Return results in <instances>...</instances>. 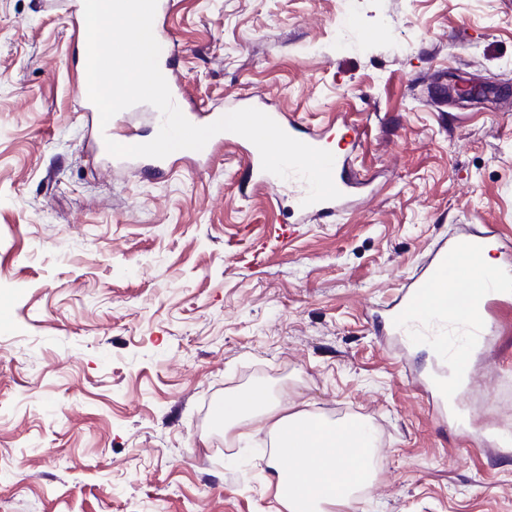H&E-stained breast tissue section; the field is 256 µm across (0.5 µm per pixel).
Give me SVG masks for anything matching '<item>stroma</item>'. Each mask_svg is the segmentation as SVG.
Masks as SVG:
<instances>
[{"mask_svg":"<svg viewBox=\"0 0 512 512\" xmlns=\"http://www.w3.org/2000/svg\"><path fill=\"white\" fill-rule=\"evenodd\" d=\"M0 0V512H284L259 433L211 405L259 385L368 420L356 512H512V296L465 395L415 391L432 355L372 323L462 230L512 246V0H173L172 77L208 112L256 95L332 138L368 187L335 223L242 187L209 140L155 175L112 169L81 112L79 0ZM480 80L477 103L438 94Z\"/></svg>","mask_w":512,"mask_h":512,"instance_id":"1","label":"stroma"}]
</instances>
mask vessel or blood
<instances>
[{"mask_svg":"<svg viewBox=\"0 0 512 512\" xmlns=\"http://www.w3.org/2000/svg\"><path fill=\"white\" fill-rule=\"evenodd\" d=\"M272 118L290 136L316 147H323L322 134L303 131L298 118L275 110ZM225 142L240 145L244 158L243 176L257 186L271 184L273 176L261 166L258 149L244 137L227 132ZM333 181L341 196L311 205H304L306 184L297 177H290L288 185L300 200L302 215L314 214L331 221L352 203L363 182L349 167V149L336 150ZM479 247L475 236H462L452 240L447 249L436 256L429 272L412 288L406 289L399 307L389 319L394 331L409 336L414 344L431 348L436 362V373L427 383V389L438 410L447 411L455 425H462L455 406L459 385L470 380L467 351L486 350L491 333L490 315L498 301L512 295V285L505 277L504 266L481 268L474 260ZM480 279V294H473L467 284Z\"/></svg>","mask_w":512,"mask_h":512,"instance_id":"1","label":"vessel or blood"}]
</instances>
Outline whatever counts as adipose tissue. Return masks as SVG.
<instances>
[{
	"mask_svg": "<svg viewBox=\"0 0 512 512\" xmlns=\"http://www.w3.org/2000/svg\"><path fill=\"white\" fill-rule=\"evenodd\" d=\"M224 432L240 437L268 428L287 456H272L276 495L285 512H340L368 491L375 471L366 422L329 426L303 409L284 407L269 391L245 389L224 401Z\"/></svg>",
	"mask_w": 512,
	"mask_h": 512,
	"instance_id": "adipose-tissue-1",
	"label": "adipose tissue"
}]
</instances>
